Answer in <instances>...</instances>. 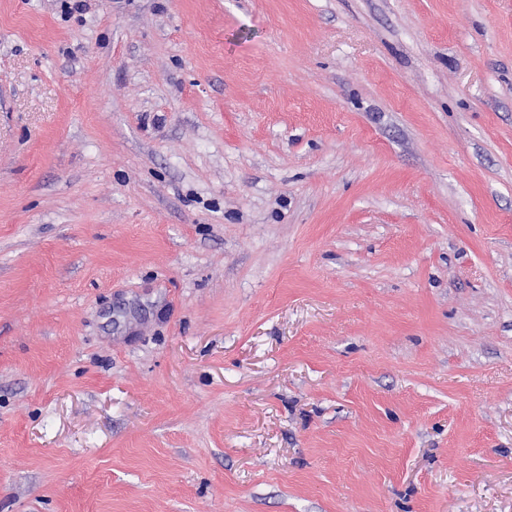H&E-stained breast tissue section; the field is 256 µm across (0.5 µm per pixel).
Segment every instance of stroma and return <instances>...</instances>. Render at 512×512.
<instances>
[{
	"label": "stroma",
	"mask_w": 512,
	"mask_h": 512,
	"mask_svg": "<svg viewBox=\"0 0 512 512\" xmlns=\"http://www.w3.org/2000/svg\"><path fill=\"white\" fill-rule=\"evenodd\" d=\"M0 0V512H512V0Z\"/></svg>",
	"instance_id": "35a3bbf8"
}]
</instances>
